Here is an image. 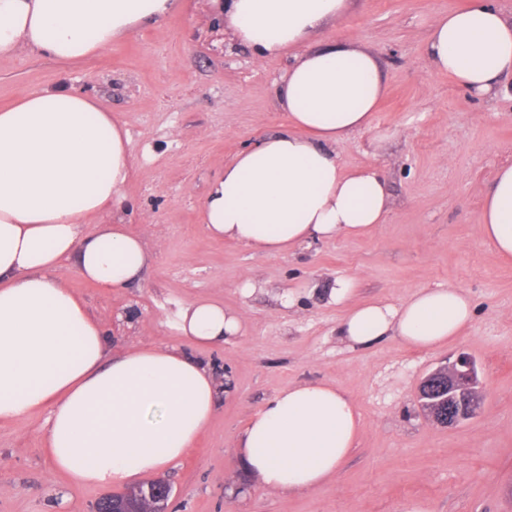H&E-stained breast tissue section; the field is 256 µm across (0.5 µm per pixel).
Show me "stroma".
<instances>
[{
	"mask_svg": "<svg viewBox=\"0 0 512 512\" xmlns=\"http://www.w3.org/2000/svg\"><path fill=\"white\" fill-rule=\"evenodd\" d=\"M470 0H351L310 46L355 41L386 90L370 130L336 144L348 170L382 172L389 212L374 231L268 255L211 237L202 203L237 152L283 129L276 85L292 56L256 60L215 25L214 0H183L112 48L76 64L24 53L0 59V107L24 89L64 82L116 114L129 132L132 174L118 216L153 255L132 288L104 291L66 261L68 286L108 336V352L175 347L214 371L219 405L196 448L166 468L168 512H512V260L480 234L484 193L512 163V80L478 97L434 72L425 46L434 18ZM353 302L400 304L423 288L462 289L474 316L435 351L390 336L352 350L336 338L346 309L328 302L336 279ZM253 292H244L246 281ZM292 294L293 306L281 303ZM239 312L241 337L199 349L175 328L196 299ZM476 363L483 402L444 428L422 415L420 380L459 353ZM323 381L348 393L361 433L336 475L317 489L267 491L245 472L238 441L248 418L280 389ZM46 415L0 424V512H95L100 489L54 470Z\"/></svg>",
	"mask_w": 512,
	"mask_h": 512,
	"instance_id": "1",
	"label": "stroma"
}]
</instances>
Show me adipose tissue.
I'll use <instances>...</instances> for the list:
<instances>
[{
	"label": "adipose tissue",
	"instance_id": "obj_1",
	"mask_svg": "<svg viewBox=\"0 0 512 512\" xmlns=\"http://www.w3.org/2000/svg\"><path fill=\"white\" fill-rule=\"evenodd\" d=\"M178 0H0V58L43 53L77 63L166 17ZM349 0H224L234 39L256 59L296 51L276 89L285 129L240 151L211 182L202 206L213 238L280 254L360 235L385 221L389 200L372 164L345 171L333 147L370 129L385 92L376 58L353 42L309 47ZM431 68L477 96L512 76V18L491 0L436 17ZM128 130L72 87L26 89L0 109V423L48 414L45 452L72 483L125 486L179 461L217 408L211 368L174 348L136 346L110 356L105 331L66 284L64 260L104 290L137 284L152 256L121 224H84L119 211L131 176ZM481 233L512 258V165L484 196ZM336 280L329 303L348 305L340 342L366 349L395 335L433 350L473 315L463 290L428 288L405 302L351 304ZM177 330L202 347L239 336L240 315L195 300ZM361 430L351 398L323 382L279 390L246 423L244 470L265 489L308 491L336 474Z\"/></svg>",
	"mask_w": 512,
	"mask_h": 512
}]
</instances>
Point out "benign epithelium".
Returning a JSON list of instances; mask_svg holds the SVG:
<instances>
[{
    "instance_id": "benign-epithelium-1",
    "label": "benign epithelium",
    "mask_w": 512,
    "mask_h": 512,
    "mask_svg": "<svg viewBox=\"0 0 512 512\" xmlns=\"http://www.w3.org/2000/svg\"><path fill=\"white\" fill-rule=\"evenodd\" d=\"M480 381L475 362L460 354L455 360L427 374L418 387V398L424 414L443 427H454L474 417L481 405ZM159 502L157 512H167L172 487L166 481L149 490ZM128 491H112L104 497L112 499V512H135L129 507Z\"/></svg>"
}]
</instances>
